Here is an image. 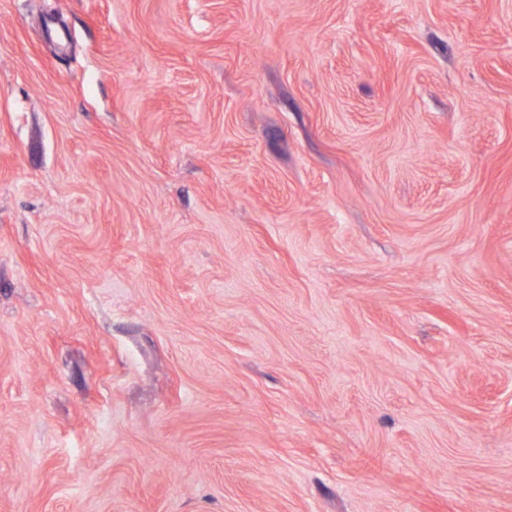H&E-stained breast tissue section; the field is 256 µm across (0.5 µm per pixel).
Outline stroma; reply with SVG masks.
I'll return each instance as SVG.
<instances>
[{
	"label": "stroma",
	"instance_id": "1",
	"mask_svg": "<svg viewBox=\"0 0 512 512\" xmlns=\"http://www.w3.org/2000/svg\"><path fill=\"white\" fill-rule=\"evenodd\" d=\"M0 512H512V0H0Z\"/></svg>",
	"mask_w": 512,
	"mask_h": 512
}]
</instances>
